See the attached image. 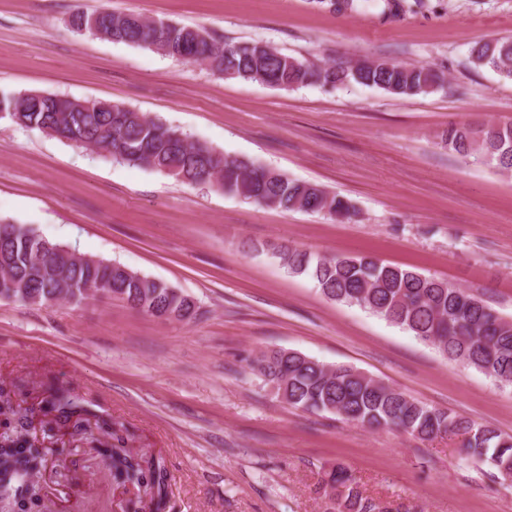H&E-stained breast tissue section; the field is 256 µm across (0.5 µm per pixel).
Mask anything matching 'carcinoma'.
<instances>
[{
  "label": "carcinoma",
  "instance_id": "cac0c4a2",
  "mask_svg": "<svg viewBox=\"0 0 512 512\" xmlns=\"http://www.w3.org/2000/svg\"><path fill=\"white\" fill-rule=\"evenodd\" d=\"M79 28L117 43L147 47L165 56L210 61L227 79L257 82L280 89L308 85L336 88L352 83L395 96L428 94L445 82L443 73L399 62L365 60L353 65H316L281 52L262 41L226 44L199 26L152 21L135 13L106 10L83 13ZM472 63L512 79V38L477 43ZM19 96H0V114L15 124L66 141L94 143L112 160L154 170L186 185L217 177L226 195L260 206L351 216L346 198L310 181L250 158L228 156L188 134L125 105L41 94L17 112ZM448 149L466 159L512 172V123L452 125L442 135ZM48 240L20 224H0V301L48 304L62 291L80 303L88 290L103 283L112 297L154 317L189 321L196 306L189 296L164 281L134 273L118 263L87 261L58 243L41 253ZM279 258L289 271L307 274L322 294L356 305L400 325L443 355L477 369L494 381L512 384V319L500 314L469 290L417 270L384 263L365 254L319 255L284 248ZM255 368L289 406L328 413L370 428L403 430L424 442L448 434L458 441L459 459L487 465L502 482L512 484V435L469 418L431 407L351 366H328L300 352L271 350ZM85 409L63 392L52 395L42 421L54 430L68 422L82 426ZM0 416L7 428L25 429L28 417L16 411L9 392L0 389ZM112 481L124 488L146 487L148 499L138 512H164L169 477L162 457L133 454L124 448L102 452ZM45 451L17 435L0 445V512H42V488L33 477L44 467ZM320 486L335 512H376L349 470L326 471Z\"/></svg>",
  "mask_w": 512,
  "mask_h": 512
}]
</instances>
